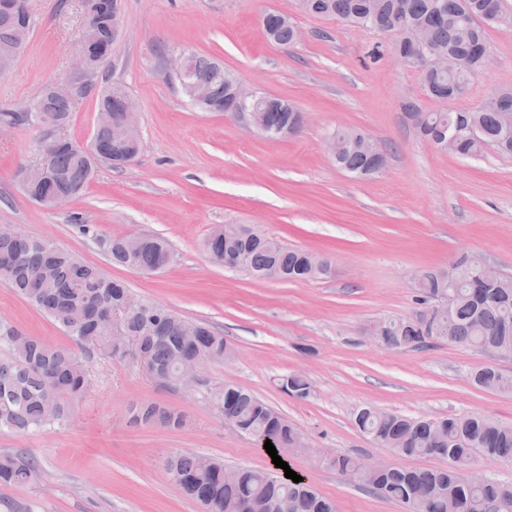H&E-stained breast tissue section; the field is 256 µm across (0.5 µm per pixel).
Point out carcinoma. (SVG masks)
<instances>
[{
    "mask_svg": "<svg viewBox=\"0 0 512 512\" xmlns=\"http://www.w3.org/2000/svg\"><path fill=\"white\" fill-rule=\"evenodd\" d=\"M485 0H296L297 10L316 17L358 24L362 30L397 35L392 47L405 55L414 51L416 33L426 36L427 52L463 62L420 75L427 98L438 103L427 110L419 101L402 103L406 118L420 137L437 149L473 157L490 148L512 154V90L487 95L475 108L454 109L469 90L480 69L481 50L493 23H477ZM297 25L280 14L271 24V41L281 46L296 43ZM16 46V19L0 10V51ZM236 75L216 61L187 56V72L180 87L192 104L205 112H222L233 101ZM131 96L126 89H109L100 107L111 122L100 124L94 136V156L106 157L122 168L136 161L134 141L112 138V124L130 117ZM78 101L46 89L32 100L29 112H0V120L16 124H65ZM256 117L272 127L300 132L301 112L288 101L272 97L254 104ZM332 159L356 178L375 174L377 157L367 133L338 128L329 136ZM51 173L36 175L25 193L42 201L80 196L93 178L96 163L78 156L72 141L63 138L48 159ZM104 247L111 261L148 273L166 268L172 253L165 240L146 235L109 238ZM213 261L224 264V253L240 256L241 269L258 278L270 269L290 281L327 276L331 265L315 254L288 248L262 234L242 238L222 226L205 243ZM0 285L11 289L57 323L74 340L72 346H53L40 337L0 328V431L42 430L68 420L73 403L87 391L89 379L82 356L95 347L112 348V315L121 313L123 329L132 341L131 352L143 360L160 382L180 385L189 380L185 364L219 362L231 353L224 336L202 321H190L161 305L131 297L124 283L77 255L50 242L20 239L11 224H0ZM417 301L423 309L413 319L381 318L372 324L377 340L394 348H418L433 340L493 349L512 355V275L489 281L484 263L463 255L448 273L427 271L417 281ZM479 388L512 394V375L494 366L474 372ZM288 397L306 401L314 394L311 380L289 374L279 380ZM215 402L224 417L245 435L271 440L279 456L298 445L300 432L275 408L235 384L216 392ZM128 421L135 425L178 430L184 414L159 403H134ZM357 428L400 459L436 457L450 460L437 469L391 467L375 470L344 455L322 462L357 486L403 504L407 512H512V484L483 479L467 482L458 469L472 456L512 460V426L481 415L415 419L374 407L361 409ZM164 469L203 512H243L253 502L260 512H337L334 500L309 483H295L281 468L227 466L224 460L191 453H171ZM41 477L37 462L21 450L0 452V484L25 487Z\"/></svg>",
    "mask_w": 512,
    "mask_h": 512,
    "instance_id": "cac0c4a2",
    "label": "carcinoma"
}]
</instances>
